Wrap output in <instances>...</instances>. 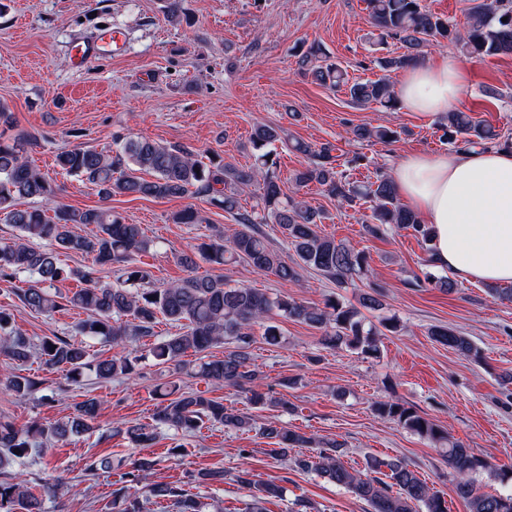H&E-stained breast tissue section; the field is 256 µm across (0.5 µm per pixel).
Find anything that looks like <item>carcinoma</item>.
<instances>
[{
  "label": "carcinoma",
  "instance_id": "obj_1",
  "mask_svg": "<svg viewBox=\"0 0 512 512\" xmlns=\"http://www.w3.org/2000/svg\"><path fill=\"white\" fill-rule=\"evenodd\" d=\"M471 2L467 26L461 30L447 17L426 9L422 0H365L379 41L395 39L404 49L399 55L377 59L385 75L376 80L349 83L338 64L323 58L317 44L300 53L298 66L322 85L346 87L356 106L376 104L394 109L398 99L392 74L420 62L424 47H443L452 42L469 57L512 55V0ZM13 123V113L0 103V213L16 229L12 239L0 241V284L26 277L27 287L17 292L24 307L40 313L80 309L87 319L78 324V332L118 352L105 358L95 357L66 336H46L35 344L13 327L14 315L0 309V353L10 359L24 363L35 356L50 368L65 369L66 380L73 385L81 384L88 373L107 382L137 374L142 356L128 350L136 345L146 349L157 364L175 373L186 371L205 381L236 388L255 405L286 409L288 401L270 391H260L255 384L257 373L251 368L250 353L254 324L276 311L320 331L323 347L345 346L364 357L379 356V337L386 330H397L394 317L381 319L377 326L366 323L360 308L377 311L383 307V292L375 287L360 296L358 308L335 296L319 307L288 295L271 297L253 288L231 286L220 277L191 273L198 257L218 266L242 258L285 283L299 280V270L303 268L320 272L336 282L338 288L368 278L366 254L345 242L320 235L317 226L322 223L321 213L297 193L283 189L272 158L271 147L277 143H289L294 151L311 159L292 175L295 187L315 183L328 196L349 207L368 198L372 202L365 225L369 235L378 237L387 225L394 224L429 245L428 225L399 202L394 182L384 175L364 186L350 181L346 174L336 170L333 145L313 146L300 140L290 143L283 129L260 123L252 132L255 162L249 167L226 163L219 155L212 156L206 164L188 146L121 135L112 138L113 147L108 149L78 144L60 151L57 166L91 186L103 201L117 194L140 198L196 195L208 198L212 205L234 217L238 228L229 239L218 236L193 246V251L180 256V263L190 274L156 287L149 272L135 259L152 246L139 225L125 222L109 208L78 210L59 201L55 186L24 155L25 146L33 144L36 137L4 136ZM351 133L358 139L382 142L397 137V131L386 126H357ZM443 137L454 148L512 142L501 130L467 112L446 114ZM252 187L256 191V208L248 211L242 208L240 194ZM21 199H39L41 204L20 208ZM49 211L53 215H47ZM79 224H94L98 231L83 235L76 231ZM261 224L282 228L295 259L287 261L270 247L259 230ZM62 251L92 257L95 264L117 273L115 282L102 283L94 280L89 271L61 264ZM69 279H77L83 286L67 294L54 290L55 283ZM160 316L180 325V332L162 340L154 339L155 323ZM429 335L462 357L479 356L473 341L452 328L433 326ZM221 343L226 344L222 358L201 357L193 365L184 360L190 351L203 353ZM37 385L28 375H16L6 381V388L21 399L27 398ZM155 392L161 402L151 424L127 425L116 430L136 447H150L163 429L192 433L206 423L236 431L252 428L249 414L201 392H183L172 399L160 386ZM99 410V401L89 397L75 405L72 415L53 423L32 422L19 427L8 417H0V512H47L45 502L56 497L59 485L47 482L43 492H37L28 485L22 467L45 444L94 430ZM375 412L441 446L442 457L454 473L456 493L465 500L468 512H512V494L486 491L477 483L475 474L486 471L491 475L493 470L473 449L398 400L377 402ZM261 435L273 440L275 447L268 449L273 458L288 457L292 448H319L314 456L296 459L295 466L348 489L366 501L371 512H448V500L431 491L419 473L401 458L369 456L364 470L357 471L345 466L343 444L337 441L322 442L272 422L261 428ZM112 466L110 456H91L85 471L96 476L112 472ZM154 466L155 460L142 457L122 473L121 480L126 486L112 501V512H144L143 502L135 492L141 485L152 498L166 504L167 512H202L196 497L182 487L149 481ZM237 481L250 490L242 512H268L266 504L281 494L278 486L254 479L247 469L239 471Z\"/></svg>",
  "mask_w": 512,
  "mask_h": 512
}]
</instances>
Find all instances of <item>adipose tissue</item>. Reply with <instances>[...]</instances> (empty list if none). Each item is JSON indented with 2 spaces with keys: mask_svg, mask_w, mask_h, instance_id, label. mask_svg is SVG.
Masks as SVG:
<instances>
[{
  "mask_svg": "<svg viewBox=\"0 0 512 512\" xmlns=\"http://www.w3.org/2000/svg\"><path fill=\"white\" fill-rule=\"evenodd\" d=\"M464 84L463 66L446 57L403 70L396 91L407 110L432 120L454 106ZM393 179L430 225L438 267L461 281L512 283V145L412 154Z\"/></svg>",
  "mask_w": 512,
  "mask_h": 512,
  "instance_id": "ef3b65f1",
  "label": "adipose tissue"
}]
</instances>
